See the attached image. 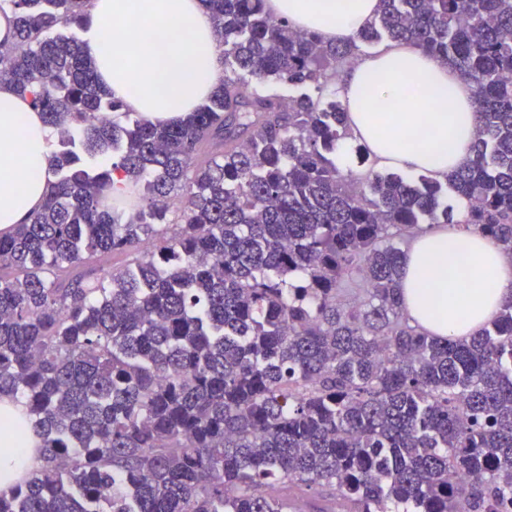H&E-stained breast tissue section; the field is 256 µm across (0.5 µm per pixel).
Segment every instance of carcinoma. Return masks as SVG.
I'll return each instance as SVG.
<instances>
[{
	"instance_id": "cac0c4a2",
	"label": "carcinoma",
	"mask_w": 512,
	"mask_h": 512,
	"mask_svg": "<svg viewBox=\"0 0 512 512\" xmlns=\"http://www.w3.org/2000/svg\"><path fill=\"white\" fill-rule=\"evenodd\" d=\"M201 2L255 85L226 75L185 120L127 128L100 118L124 103L83 41L55 34L87 0H0V84L59 145L42 208L0 236V398L41 460L0 512H294L275 483L349 512H512V302L454 339L411 325L399 288L404 233L454 224L448 192L512 258V0H379L340 43L267 0ZM384 39L475 88L472 158L443 183L336 166L348 113L324 91Z\"/></svg>"
}]
</instances>
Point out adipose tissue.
<instances>
[{"mask_svg":"<svg viewBox=\"0 0 512 512\" xmlns=\"http://www.w3.org/2000/svg\"><path fill=\"white\" fill-rule=\"evenodd\" d=\"M294 28L336 42L354 37L377 0H269ZM84 50L102 85L129 111L157 124L194 111L221 82L213 19L201 0H91ZM420 79V97L402 84ZM340 88L353 136L380 161L442 178L471 157L477 96L420 47L396 44L349 67ZM50 129L28 98L0 85V233H9L50 192ZM401 303L440 337L475 335L512 302V260L475 230L421 234L406 250Z\"/></svg>","mask_w":512,"mask_h":512,"instance_id":"obj_1","label":"adipose tissue"}]
</instances>
